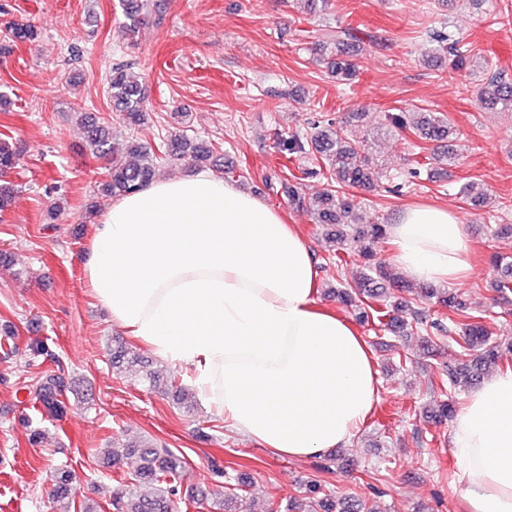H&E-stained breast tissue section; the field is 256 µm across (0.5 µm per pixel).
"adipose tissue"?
<instances>
[{
	"label": "adipose tissue",
	"instance_id": "1",
	"mask_svg": "<svg viewBox=\"0 0 512 512\" xmlns=\"http://www.w3.org/2000/svg\"><path fill=\"white\" fill-rule=\"evenodd\" d=\"M387 236L415 281L449 285L471 273L470 238L447 207H407ZM83 272L116 325L177 363L227 426L275 455L348 445L379 398L364 338L315 307L308 243L276 208L209 173L115 199ZM450 443L467 512H512V369L469 393Z\"/></svg>",
	"mask_w": 512,
	"mask_h": 512
}]
</instances>
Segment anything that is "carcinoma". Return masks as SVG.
Segmentation results:
<instances>
[{
  "label": "carcinoma",
  "instance_id": "obj_1",
  "mask_svg": "<svg viewBox=\"0 0 512 512\" xmlns=\"http://www.w3.org/2000/svg\"><path fill=\"white\" fill-rule=\"evenodd\" d=\"M124 28L135 33L146 21V0H123ZM4 39L12 43L33 42L38 33L30 24L10 22L3 30ZM427 36L434 43L429 61L439 62L442 57H453L454 68L461 69L473 62L471 49L445 30V26L432 28ZM322 42L336 46V58L330 61L329 68L336 79L351 81L358 73L353 61L360 49L362 39L356 27H336L324 29ZM487 70L485 81L477 92L479 102L488 110L512 112V81L505 75L485 63ZM112 111L122 116L131 127L144 123L143 103L145 90L135 76L122 68H115L106 76ZM391 125L401 131L411 130L419 139L434 143L438 148L446 149L450 133L448 119L439 112H420L414 120L404 113L389 116ZM86 142L92 153L110 161L106 180L101 190L116 198L136 192L156 178L159 167L172 160L190 158L201 165L212 158L213 148L206 144L192 145L182 134H170L157 148L143 145L133 140L128 145L127 156L114 155L110 131L106 124L91 117L81 118ZM309 140L319 170L327 180V189L309 201V209L317 224H336V268L347 263L344 255V243L348 231L365 242L361 258L363 265L354 284L346 285L340 281L329 292L354 313L355 320L362 326L374 325L396 336L418 335L426 346L435 349L448 341L459 350V357L448 361L435 384L441 400L430 410V419L446 420L452 414L458 390L472 387L483 378L482 366L493 364L498 358L499 344L492 338V332L485 324V316L473 315L466 303L455 293L439 291L424 283L416 284L413 300L391 304L386 285L408 288L409 284L395 266L377 259L375 246L384 239L385 228L382 224L359 226L357 210L359 204L354 196L343 192L345 188H370L373 185L374 162L366 153L363 142L350 138L345 131L329 122L316 126ZM22 156V150L0 141V176L16 168ZM460 194L475 207L486 205L490 193L487 188L476 182L465 184ZM496 291L501 294L512 293V261L496 262ZM431 299L436 304L457 311V317L443 322L430 319L414 307ZM112 366L126 373L136 374L146 367L145 360L138 354L120 344L110 349ZM64 388V380L39 388L38 398L45 411L51 416L64 413V406L58 399ZM122 456L139 458L140 465L131 477V484L114 497L112 507L116 512H176V484L183 477L187 462L171 449L147 439L134 440L126 447L112 449L105 454L104 463L118 464ZM139 486L150 489L148 493L137 490ZM76 494L72 472L66 467L54 471L52 501L56 512H70ZM243 495L237 487H225L224 497L212 501L218 512H243ZM286 512H377L368 499L360 496L337 498L323 492L320 481L307 482L301 498H293L286 505Z\"/></svg>",
  "mask_w": 512,
  "mask_h": 512
}]
</instances>
